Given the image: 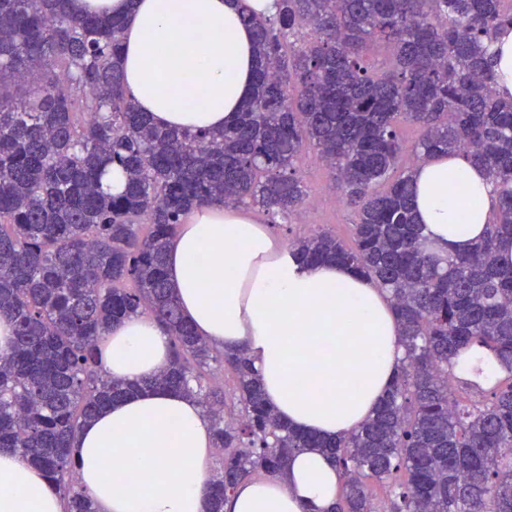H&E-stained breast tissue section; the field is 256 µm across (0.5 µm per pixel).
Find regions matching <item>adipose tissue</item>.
Wrapping results in <instances>:
<instances>
[{
    "mask_svg": "<svg viewBox=\"0 0 512 512\" xmlns=\"http://www.w3.org/2000/svg\"><path fill=\"white\" fill-rule=\"evenodd\" d=\"M274 15L277 0H72L78 14L124 19V88L160 125L220 129L240 111L256 74L242 6ZM498 194L465 155L416 172L418 223L440 250L464 253L482 233ZM204 253V265L192 258ZM167 277L194 329L245 350L265 396L293 429L338 438L363 423L394 381L402 349L380 289L333 263L303 265L243 209L201 206L171 240ZM335 342L332 353L319 346ZM112 377L134 382L169 362L168 337L150 317L124 320L101 343ZM78 481L97 512H204L215 455L211 424L181 391L143 390L111 404L79 431ZM113 470H106L105 456ZM339 478L319 451L243 482L224 512H323ZM0 512H61L42 470L0 453Z\"/></svg>",
    "mask_w": 512,
    "mask_h": 512,
    "instance_id": "adipose-tissue-1",
    "label": "adipose tissue"
}]
</instances>
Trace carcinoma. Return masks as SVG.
<instances>
[{"mask_svg":"<svg viewBox=\"0 0 512 512\" xmlns=\"http://www.w3.org/2000/svg\"><path fill=\"white\" fill-rule=\"evenodd\" d=\"M506 0H280L242 22L256 48L251 97L219 131L158 125L126 97L119 18L70 0H0V452L42 469L63 512H95L73 473L81 425L157 386L195 398L213 425L218 468L206 512L290 454L320 449L342 475L329 512H512V99L487 44L512 26ZM389 70L370 65L373 48ZM419 129L400 166L401 126ZM327 166L355 210L352 245L326 232L290 240L307 264L334 262L392 301L403 366L374 415L339 441L306 435L267 403L249 358L210 345L183 318L166 276L170 238L205 204L267 223L306 203L303 155ZM462 152L504 188L468 253L439 252L413 206L416 168ZM114 168L126 177L106 190ZM139 315L166 329L171 360L131 383L104 374L99 342ZM505 374L483 388V353ZM241 420L224 422V374Z\"/></svg>","mask_w":512,"mask_h":512,"instance_id":"cac0c4a2","label":"carcinoma"}]
</instances>
